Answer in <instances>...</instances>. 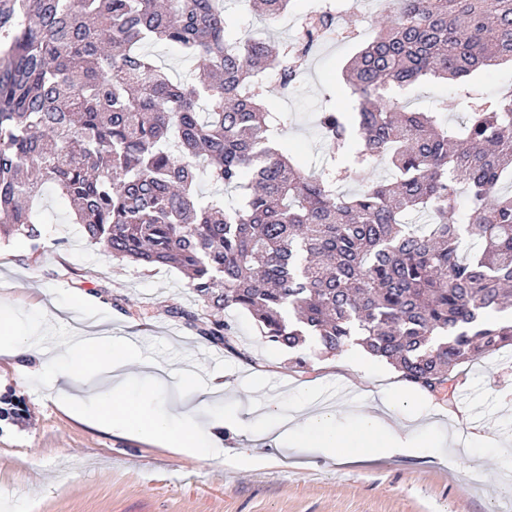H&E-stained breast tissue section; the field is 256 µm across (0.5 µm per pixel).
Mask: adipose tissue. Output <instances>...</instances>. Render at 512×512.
<instances>
[{
    "mask_svg": "<svg viewBox=\"0 0 512 512\" xmlns=\"http://www.w3.org/2000/svg\"><path fill=\"white\" fill-rule=\"evenodd\" d=\"M69 363L75 370L94 371L103 387L102 393L79 408V417L112 425L201 459L212 456L206 428L224 426L245 431L255 439L283 438L290 450L343 463L368 455L384 457L397 452L410 455L428 444L426 434L411 433L399 419L387 421L373 411L359 413L355 427L345 430L336 428L335 416L330 412L310 414L302 419L277 409L259 419L245 407L220 412L213 397L227 390L228 382L215 380L201 386L195 373L189 370L183 371L181 380L183 384L195 387L197 400L185 405L179 421L173 423L149 411L142 400L129 395L132 356L123 343L113 339L86 340L83 344L70 346Z\"/></svg>",
    "mask_w": 512,
    "mask_h": 512,
    "instance_id": "1",
    "label": "adipose tissue"
}]
</instances>
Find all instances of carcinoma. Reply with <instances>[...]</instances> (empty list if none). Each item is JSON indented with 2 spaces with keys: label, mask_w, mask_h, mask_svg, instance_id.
I'll return each instance as SVG.
<instances>
[{
  "label": "carcinoma",
  "mask_w": 512,
  "mask_h": 512,
  "mask_svg": "<svg viewBox=\"0 0 512 512\" xmlns=\"http://www.w3.org/2000/svg\"><path fill=\"white\" fill-rule=\"evenodd\" d=\"M256 2L273 24L292 0ZM390 2L346 70L355 112L320 113L329 161L313 174L286 154L261 75L295 82L335 16L281 43L233 37L224 0H0V240L38 251L36 202L52 185L87 242L181 270L202 312L174 313L240 357L226 309L299 366L308 342L327 356L355 345L432 393L512 347V94L472 106L456 131L383 97L512 62V0ZM154 46L203 74L173 80ZM378 161L389 177L341 189ZM25 414L0 398V420Z\"/></svg>",
  "instance_id": "cac0c4a2"
}]
</instances>
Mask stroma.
<instances>
[{
    "instance_id": "35a3bbf8",
    "label": "stroma",
    "mask_w": 512,
    "mask_h": 512,
    "mask_svg": "<svg viewBox=\"0 0 512 512\" xmlns=\"http://www.w3.org/2000/svg\"><path fill=\"white\" fill-rule=\"evenodd\" d=\"M250 2L224 0L228 30L266 32L279 41L292 40L295 20L312 7L311 0H297L289 21H278L269 32ZM357 8L346 21L365 27L364 37L323 42L295 88L265 84L266 108L284 120V145L310 171L326 161L316 116L324 108L352 112L343 68L386 17L376 0H359ZM508 82L511 62L482 69L462 85L426 77L391 86L385 96L412 111L437 112L441 123L453 127L470 103L493 98ZM40 208L45 222L39 252L23 239L0 242V316L12 318L20 335L38 331L37 343L53 365L52 372L25 379L17 360L0 357V395L14 393L29 411L26 421L0 423V512H512V456L498 450L500 443H512L511 347L459 366L439 391L406 407L401 421L409 429L450 439L449 447L423 448L415 456L343 465L286 454L272 441L225 429L215 436L216 459L204 460L80 421L56 400L53 384L70 370L66 341L89 335L95 321L140 359L171 367L166 387L139 374L130 387L151 411L169 418L175 398L195 396L178 388L186 368L202 384L214 378L232 382L226 409L271 400L293 413L310 399L334 411L344 427L354 411L383 405L401 380L382 361L362 365L357 347L327 359L311 348L306 365H295L265 343L248 314L235 309L226 310L224 319L247 358L215 347L169 312L173 305L198 308L178 270L108 257L84 240L80 225L69 219L68 199L54 191L45 192ZM76 295L86 297V309L65 312Z\"/></svg>"
}]
</instances>
